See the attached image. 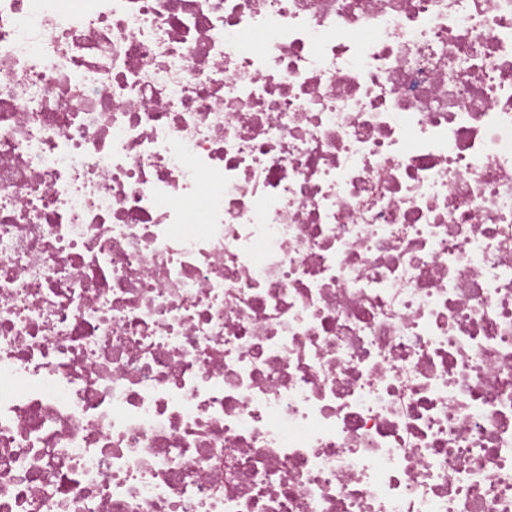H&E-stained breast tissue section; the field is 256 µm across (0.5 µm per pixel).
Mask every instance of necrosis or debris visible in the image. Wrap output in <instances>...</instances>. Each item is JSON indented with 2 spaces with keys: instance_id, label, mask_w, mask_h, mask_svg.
<instances>
[{
  "instance_id": "1",
  "label": "necrosis or debris",
  "mask_w": 512,
  "mask_h": 512,
  "mask_svg": "<svg viewBox=\"0 0 512 512\" xmlns=\"http://www.w3.org/2000/svg\"><path fill=\"white\" fill-rule=\"evenodd\" d=\"M0 512H512V0H0Z\"/></svg>"
}]
</instances>
